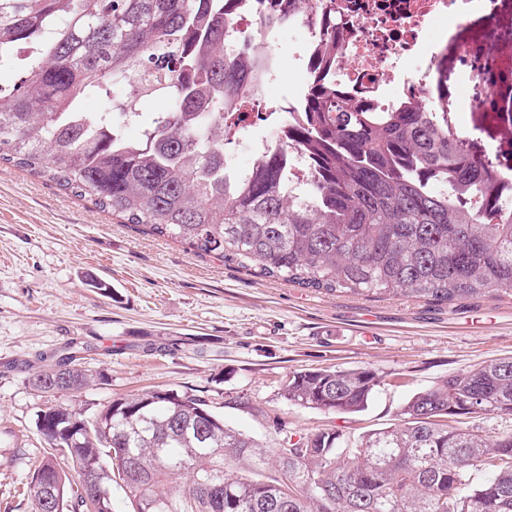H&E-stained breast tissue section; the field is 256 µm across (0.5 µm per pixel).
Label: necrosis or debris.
Here are the masks:
<instances>
[{
  "instance_id": "4bbe7bcc",
  "label": "necrosis or debris",
  "mask_w": 512,
  "mask_h": 512,
  "mask_svg": "<svg viewBox=\"0 0 512 512\" xmlns=\"http://www.w3.org/2000/svg\"><path fill=\"white\" fill-rule=\"evenodd\" d=\"M224 44L259 46L261 81L285 57L305 60L304 85L328 84L384 112L408 96H430L452 61L464 109L491 112L499 75L512 59V0H235ZM301 41H293L296 31Z\"/></svg>"
}]
</instances>
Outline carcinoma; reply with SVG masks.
<instances>
[{"label": "carcinoma", "instance_id": "carcinoma-1", "mask_svg": "<svg viewBox=\"0 0 512 512\" xmlns=\"http://www.w3.org/2000/svg\"><path fill=\"white\" fill-rule=\"evenodd\" d=\"M230 0H0V161L90 200L143 233L177 240L249 273L302 288L451 304L512 288V204L504 167L448 133V93L375 112L322 87L294 128L312 183L288 190V147L260 153L250 175L224 166L223 110L255 87L259 52L224 51ZM131 99H178L137 139L90 118L112 79ZM73 345L32 375L40 392L75 396L91 381ZM370 368L288 375L284 397L306 409L362 412ZM512 416V357L452 374L414 394L399 423L354 441L336 431L287 440L269 464L255 441L205 400L169 390L119 397L87 414L40 410L50 452L33 479L36 512H112L120 480L133 512L188 478L185 512H512V433L486 438L450 423ZM50 482V489L44 482Z\"/></svg>", "mask_w": 512, "mask_h": 512}]
</instances>
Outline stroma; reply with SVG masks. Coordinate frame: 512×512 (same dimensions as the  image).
I'll list each match as a JSON object with an SVG mask.
<instances>
[{
  "instance_id": "stroma-1",
  "label": "stroma",
  "mask_w": 512,
  "mask_h": 512,
  "mask_svg": "<svg viewBox=\"0 0 512 512\" xmlns=\"http://www.w3.org/2000/svg\"><path fill=\"white\" fill-rule=\"evenodd\" d=\"M447 85L451 122L467 120L478 147H492L494 114L460 116L455 79ZM93 277L111 291L91 288ZM73 341L88 344L95 379L71 405L188 392L271 453L290 436L389 427L443 377L512 357V291L433 310L259 278L0 163V512H35L29 489L47 450L36 416L48 397L29 377ZM359 367L381 377L365 411L339 417L284 397L290 373Z\"/></svg>"
}]
</instances>
